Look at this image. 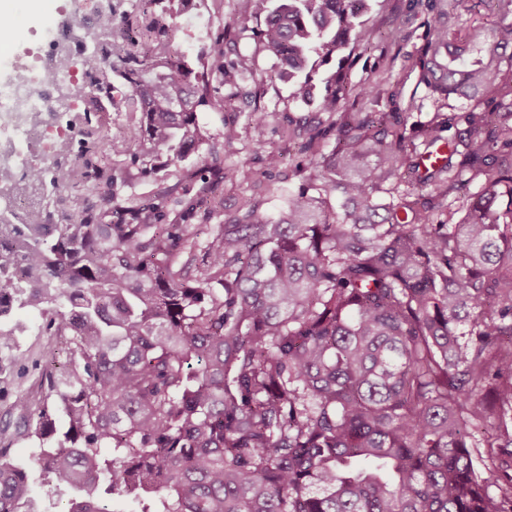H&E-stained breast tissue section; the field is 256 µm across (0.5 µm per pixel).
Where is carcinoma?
<instances>
[{"instance_id": "obj_1", "label": "carcinoma", "mask_w": 512, "mask_h": 512, "mask_svg": "<svg viewBox=\"0 0 512 512\" xmlns=\"http://www.w3.org/2000/svg\"><path fill=\"white\" fill-rule=\"evenodd\" d=\"M189 2L100 0L72 63L98 73L70 89L75 165L31 167L48 208L0 223V304L68 353L0 416V512H38L20 437L69 512H110L103 491L137 512H512V0L459 38L454 0H425L416 138L399 112L341 111L378 88L336 73L289 130L291 173L267 154L265 177L308 172L276 217L255 172H224L235 124L189 162L199 113L224 111L221 87L260 98L224 62L244 36L292 80L364 41L366 0H237L194 65L173 52ZM231 174L254 192L226 213ZM464 181L480 189L454 208ZM20 331L0 326V375Z\"/></svg>"}]
</instances>
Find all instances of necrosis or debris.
Here are the masks:
<instances>
[{
	"instance_id": "1",
	"label": "necrosis or debris",
	"mask_w": 512,
	"mask_h": 512,
	"mask_svg": "<svg viewBox=\"0 0 512 512\" xmlns=\"http://www.w3.org/2000/svg\"><path fill=\"white\" fill-rule=\"evenodd\" d=\"M22 78L10 88L0 89V183L14 185L11 197L0 196V212L11 223H25L39 208V193L31 181L30 158L64 167L74 164L73 156L58 149L60 139L74 138L76 129L62 126V113L72 108L63 89L73 82L94 84L90 71L61 69L56 51L37 55L21 69Z\"/></svg>"
}]
</instances>
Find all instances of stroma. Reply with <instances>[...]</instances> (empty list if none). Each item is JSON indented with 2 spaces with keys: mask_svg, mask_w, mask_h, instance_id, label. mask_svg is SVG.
I'll list each match as a JSON object with an SVG mask.
<instances>
[{
  "mask_svg": "<svg viewBox=\"0 0 512 512\" xmlns=\"http://www.w3.org/2000/svg\"><path fill=\"white\" fill-rule=\"evenodd\" d=\"M41 17H33L26 0H15L11 23L15 30L13 43L0 47V85L18 72V60L29 38H36L39 49H46L60 20L59 0H45ZM236 0H224L222 13L215 14L195 6L186 9L176 19V43L188 60H195L208 45L211 36L232 22ZM369 9L363 16L362 31L373 44L370 51L355 50L348 61L331 60L322 64L312 75L317 96L334 88L337 68H344L353 83L372 82L381 89L371 110L402 113L408 128H420L433 115L431 90L420 80L417 60L426 44L429 31L426 12L413 0H368ZM239 53L249 67L262 95L258 103L268 119L254 130L247 126V107L234 100L232 108L221 112H203L199 118L213 140H220L225 123L233 122L244 128L240 142L224 152V162L235 165L249 163L253 170L266 168L265 156L270 150L288 147V123L305 116L309 108L300 98V83L278 79L276 58L256 41L241 40ZM7 324H20L18 351L21 359L7 379L0 381V414L13 404L19 394L27 391L39 374V367L50 357L49 339L43 336V321L37 312L13 310Z\"/></svg>",
  "mask_w": 512,
  "mask_h": 512,
  "instance_id": "1",
  "label": "stroma"
}]
</instances>
